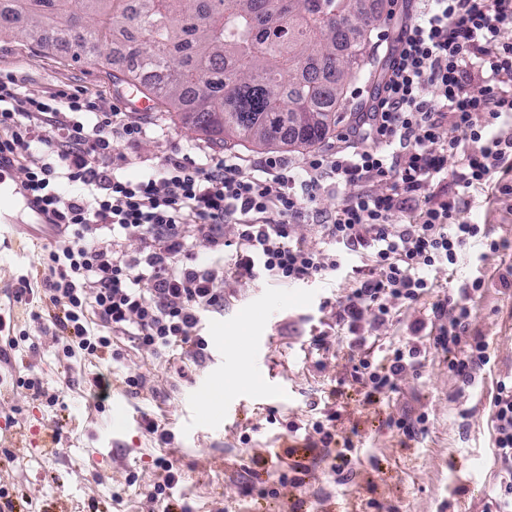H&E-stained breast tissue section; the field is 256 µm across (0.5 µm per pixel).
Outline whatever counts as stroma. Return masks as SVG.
<instances>
[{"label": "stroma", "mask_w": 512, "mask_h": 512, "mask_svg": "<svg viewBox=\"0 0 512 512\" xmlns=\"http://www.w3.org/2000/svg\"><path fill=\"white\" fill-rule=\"evenodd\" d=\"M1 75L39 95L80 90L106 106L121 96L100 63L73 61L66 51L2 41ZM126 119L144 129L139 141L120 146L127 178L175 149L196 159L225 153L175 112L156 106ZM460 218L506 246L466 248L456 266L428 271L434 286L420 300L391 303L389 321L373 331L371 360L400 345L421 353L395 389L371 399L353 378L357 351L336 318L366 257L343 246L335 248L340 269L326 278L288 286L227 281L223 312L202 323L208 347L198 359L155 355L124 336L114 341L119 359L66 357L55 338L56 310L39 291V250L0 252V317L18 339L0 358L13 392L0 403V487L21 497V512H153L148 493L161 479L153 460L163 455L182 474L173 493L191 512H485L499 483L490 401L512 370V289L500 285L512 266V196L474 194ZM477 278L485 287L466 301L470 330L496 362L465 385L448 372L437 328L420 331L416 323ZM25 279L33 292L15 302ZM252 336L257 344H249ZM33 374L43 396L22 384ZM134 374L148 378L136 393L125 383ZM52 395L57 403H49ZM333 411L328 457L287 430ZM150 420L172 430L170 444L147 431ZM405 423L412 434L403 433ZM296 465L299 484H279L276 471ZM337 465L342 473H334ZM474 484L484 498L471 497Z\"/></svg>", "instance_id": "1"}]
</instances>
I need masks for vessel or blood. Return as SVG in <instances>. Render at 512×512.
Instances as JSON below:
<instances>
[{
	"label": "vessel or blood",
	"mask_w": 512,
	"mask_h": 512,
	"mask_svg": "<svg viewBox=\"0 0 512 512\" xmlns=\"http://www.w3.org/2000/svg\"><path fill=\"white\" fill-rule=\"evenodd\" d=\"M14 170L11 160L0 157V247L7 250L19 249L25 240L41 242L33 227L47 221L31 193L13 179Z\"/></svg>",
	"instance_id": "vessel-or-blood-1"
}]
</instances>
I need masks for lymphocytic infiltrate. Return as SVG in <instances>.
Segmentation results:
<instances>
[{"instance_id":"obj_1","label":"lymphocytic infiltrate","mask_w":512,"mask_h":512,"mask_svg":"<svg viewBox=\"0 0 512 512\" xmlns=\"http://www.w3.org/2000/svg\"><path fill=\"white\" fill-rule=\"evenodd\" d=\"M412 7L391 50L385 77L367 112L338 145L292 163L266 158L260 175L244 173L226 157L198 161L175 150L159 174L117 176L124 156L116 138L135 140L138 126L119 124L123 105L101 111L91 98L67 89L29 92L14 78H0V156L25 165L24 185L65 239L42 257L41 288L57 307L54 326L63 353L96 356L124 336L138 348L206 350V314L224 309V282L268 280L281 284L322 276L340 267L330 250L341 244L365 251L372 263L357 288L339 305L337 318L357 331L366 314L388 320L393 300L416 301L431 288L426 273L457 264L481 227L457 216L476 190L512 193V0H408ZM479 75L476 87L465 70ZM449 122L454 136L439 133ZM43 145L33 159L34 145ZM457 157V191L436 197L432 188ZM389 179L383 192L362 183ZM80 186L76 195L61 182ZM357 185L336 210L316 206L320 196ZM324 229L321 243L292 242L290 224ZM237 228L236 240L224 236ZM112 232L113 241L91 242L90 229ZM139 234L131 254L118 237ZM211 253L193 264V246ZM234 248L232 263L224 251ZM447 317L435 341L451 356L449 372L474 380L491 360L483 337L468 333L470 312L455 301L437 304ZM418 347L395 348L385 368L361 358L357 382L380 392L415 369ZM495 459L500 468L495 500L512 506V373L497 381L491 400Z\"/></svg>"}]
</instances>
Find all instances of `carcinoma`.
<instances>
[{
    "label": "carcinoma",
    "mask_w": 512,
    "mask_h": 512,
    "mask_svg": "<svg viewBox=\"0 0 512 512\" xmlns=\"http://www.w3.org/2000/svg\"><path fill=\"white\" fill-rule=\"evenodd\" d=\"M13 23L0 41L49 53L37 37L62 12L86 22L83 41L105 47L138 20L112 75L182 115L219 145L313 146L336 125L346 82L363 72L358 47L340 26L353 10L368 31L382 21L362 0H8Z\"/></svg>",
    "instance_id": "obj_1"
}]
</instances>
